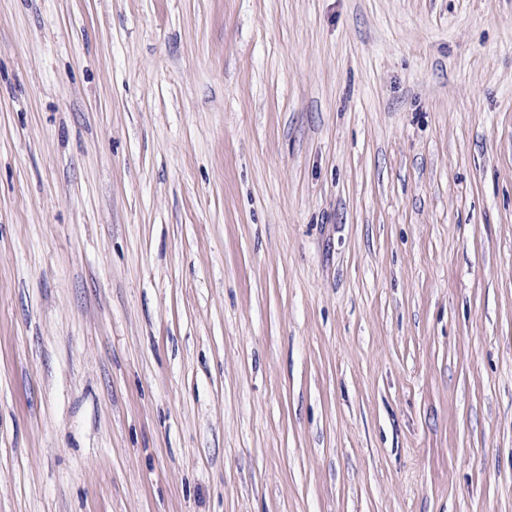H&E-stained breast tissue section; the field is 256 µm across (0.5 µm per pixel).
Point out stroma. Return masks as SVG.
Here are the masks:
<instances>
[{
	"mask_svg": "<svg viewBox=\"0 0 512 512\" xmlns=\"http://www.w3.org/2000/svg\"><path fill=\"white\" fill-rule=\"evenodd\" d=\"M0 512H512V0H0Z\"/></svg>",
	"mask_w": 512,
	"mask_h": 512,
	"instance_id": "1",
	"label": "stroma"
}]
</instances>
